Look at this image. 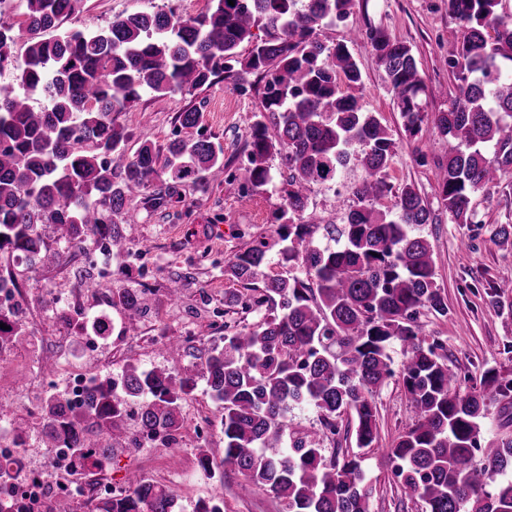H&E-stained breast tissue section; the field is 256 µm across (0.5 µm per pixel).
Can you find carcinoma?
<instances>
[{
  "label": "carcinoma",
  "instance_id": "1",
  "mask_svg": "<svg viewBox=\"0 0 512 512\" xmlns=\"http://www.w3.org/2000/svg\"><path fill=\"white\" fill-rule=\"evenodd\" d=\"M84 0H15L24 16L23 57L14 53L10 12H0V70L12 66L16 84L0 86V251H21L29 262L59 260L44 242L49 227L58 243L81 247L109 241L112 255L127 251L122 227L126 200L147 211L183 201L187 183L224 173V148L204 138L173 139L162 150L144 141L131 159L122 145L128 113L141 94H191L219 77L261 94L251 127L248 164L239 178L258 188L270 182L269 158L278 153L288 172L285 204L273 235L260 236L224 262V277L251 291H231L224 303L261 312L254 325L225 330L200 361L178 368L128 364L120 387L98 388L84 411L64 410L49 395L42 404V445L53 448L60 424L80 468L109 459L123 434L116 423L136 407V424L150 436L178 434L183 402L198 382L221 410L224 466L245 477L243 490H263L279 512H368L373 493L359 454L324 455V440L353 425L356 447L377 441L375 394L398 378L413 422L389 452L391 477L425 512H512V437L481 428L491 408L512 423V378L487 371L460 393L445 347L426 335L420 316H448L424 226L430 204L414 185L386 181L395 142L380 119L362 111L339 79L362 85L356 39L327 43L324 24L345 21L352 0H210L183 19L159 6L118 15L95 30L65 29ZM505 0H448L461 38L447 64L457 81L448 111L435 126L448 153L435 162L439 202L458 224L476 223L473 195L512 176V10ZM262 26L266 38L254 39ZM248 45L247 55L239 48ZM385 70L402 126L421 131L423 89L411 48L380 28L365 31ZM255 76L251 82L248 77ZM363 176L342 224L322 226L336 247H322L314 225L295 222L309 206L313 185L331 188L350 165ZM394 193L383 210L381 197ZM288 265L269 275L272 250ZM120 330L139 327L147 307L141 293H112ZM0 342L30 347L15 311L0 308ZM403 360L393 369L391 351ZM312 407L321 428L302 430L288 414ZM101 512H180L156 484L129 482V493Z\"/></svg>",
  "mask_w": 512,
  "mask_h": 512
}]
</instances>
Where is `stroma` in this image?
<instances>
[{"label": "stroma", "instance_id": "stroma-1", "mask_svg": "<svg viewBox=\"0 0 512 512\" xmlns=\"http://www.w3.org/2000/svg\"><path fill=\"white\" fill-rule=\"evenodd\" d=\"M166 6L176 15L188 18L206 11L209 0H85L80 13L68 24L79 29L106 25L114 16L136 13L150 2ZM384 30L391 39L411 46L424 81L419 102L426 120L414 137L403 131L392 96L388 93L385 72L368 50L357 51L362 85L354 94L366 112H373L396 142V156L386 180L393 187L411 183L429 203L438 199L437 171L420 165L419 154H444L448 145L439 139L434 121L447 111L455 95V82L448 76L445 61L455 51L460 33L448 12V0H353L348 23L322 26V40L336 43L349 36V25ZM197 107L201 113L198 128H182L180 112ZM261 107L255 91L241 92L232 80L217 81L193 94H142L133 110L126 156H133L140 143L151 140L158 147L175 138L211 137L224 148V174L204 186L191 185L181 204L166 212H146L140 201L125 205L124 232L131 253L111 259V277L99 276L85 251L71 254L58 264L36 268L12 265L8 255L0 254V273L13 276L22 290L19 312L27 330L37 336L34 348L24 361L0 364V392L11 394L10 403L0 406V421L17 422L25 417L30 402L39 392L20 388L21 377L39 372L40 357L63 361L78 353L73 343L60 336L51 302L58 290L83 299L86 311H93L96 298L114 290L129 288L142 294L148 314L136 335L103 346L89 356V366L120 371L132 362L145 368L166 367L164 345L172 337L192 332L194 338L184 363L197 361L203 349L213 342L212 314L224 306L225 292L233 285L224 277V260L244 247L252 238L270 233L275 213L285 199L286 173L280 156L270 159L272 179L258 189H242L234 174L247 162L246 142L254 115ZM360 168L348 170L340 191L312 188L309 208L303 221L337 224L341 221L339 196H351V186ZM474 206L478 223L458 224L444 210L435 212L434 223L425 233L433 249L437 283L448 304L447 316H424L427 335L443 340L448 365L462 377L461 391H468L469 377L489 369L512 375V315L495 304L496 287L512 280V246L495 236L498 225L512 222V196L491 187L476 193ZM182 278L186 292L181 302L167 294L170 280ZM379 417V440L375 447L361 450L362 468L373 486L369 512H422L423 504L409 497L389 481L387 450L411 422L410 401L398 383H390L375 396ZM219 420L220 412L198 385L183 403L179 445L175 448H122L113 452L109 471L113 482L125 483L130 473H151L168 479L169 492L178 498L183 512H194L198 500L212 494L224 498V512H279L277 501L264 491L242 495L240 473L227 471L223 482L215 483L197 464L199 443L192 422L199 415Z\"/></svg>", "mask_w": 512, "mask_h": 512}]
</instances>
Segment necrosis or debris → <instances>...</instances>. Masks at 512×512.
Masks as SVG:
<instances>
[{
    "label": "necrosis or debris",
    "mask_w": 512,
    "mask_h": 512,
    "mask_svg": "<svg viewBox=\"0 0 512 512\" xmlns=\"http://www.w3.org/2000/svg\"><path fill=\"white\" fill-rule=\"evenodd\" d=\"M124 492L111 478L85 479L65 445L34 457L22 429L0 425V512H52L59 496L99 506Z\"/></svg>",
    "instance_id": "4bbe7bcc"
}]
</instances>
